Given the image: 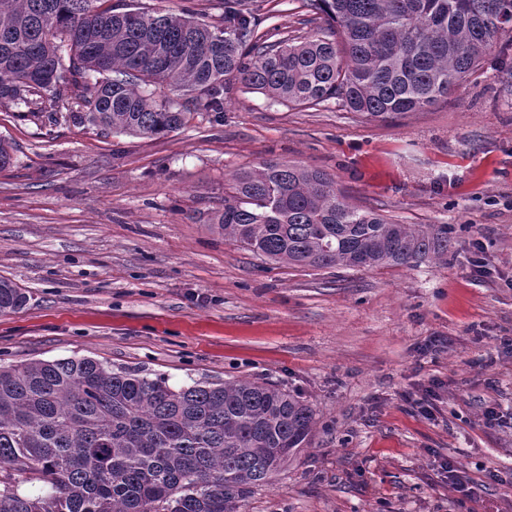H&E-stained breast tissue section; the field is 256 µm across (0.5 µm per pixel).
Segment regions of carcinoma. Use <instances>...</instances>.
<instances>
[{
    "label": "carcinoma",
    "mask_w": 512,
    "mask_h": 512,
    "mask_svg": "<svg viewBox=\"0 0 512 512\" xmlns=\"http://www.w3.org/2000/svg\"><path fill=\"white\" fill-rule=\"evenodd\" d=\"M103 2L0 0V104L38 116L49 94L50 122L63 110L103 134L160 137L191 109L224 120L238 81L281 104L334 99L381 118L448 98L512 36L494 24L512 20V0H302L332 36L295 42L259 33L264 19L245 0H224L218 26L188 9ZM216 223L264 259L314 269L408 265L451 246L446 224H400L354 207L325 173L276 160L234 177ZM28 301L0 279L1 315ZM314 425L306 401L250 380L173 387L91 357L0 365V512H237ZM18 475L46 492L20 491Z\"/></svg>",
    "instance_id": "carcinoma-1"
}]
</instances>
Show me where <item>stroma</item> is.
Instances as JSON below:
<instances>
[{
  "label": "stroma",
  "mask_w": 512,
  "mask_h": 512,
  "mask_svg": "<svg viewBox=\"0 0 512 512\" xmlns=\"http://www.w3.org/2000/svg\"><path fill=\"white\" fill-rule=\"evenodd\" d=\"M189 7L214 25L222 0ZM281 38L327 34L301 0H251ZM0 276L27 291L0 315V365L90 356L170 384L245 378L316 412L309 443L238 512H512V77L493 61L448 99L369 119L288 106L233 84L160 138L103 135L0 106ZM268 160L333 178L351 204L445 224L440 259L374 269L276 266L214 222L234 176ZM494 267L471 273L473 240ZM439 381L429 419L405 395ZM507 413L488 426L486 405ZM474 480L470 500L439 470Z\"/></svg>",
  "instance_id": "1"
}]
</instances>
